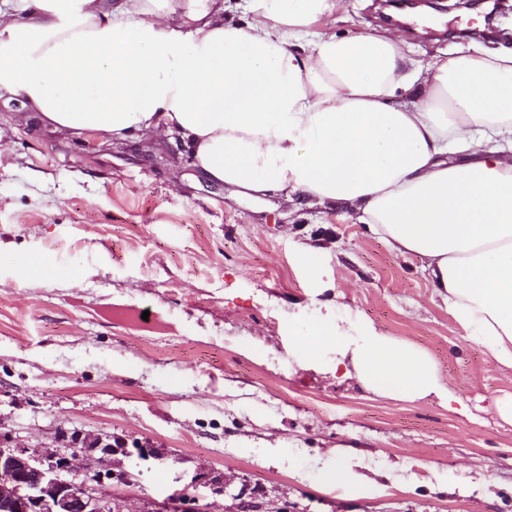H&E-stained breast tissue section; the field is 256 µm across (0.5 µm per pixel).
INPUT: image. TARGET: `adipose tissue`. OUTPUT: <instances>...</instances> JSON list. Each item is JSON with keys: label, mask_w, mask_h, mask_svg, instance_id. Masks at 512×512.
<instances>
[{"label": "adipose tissue", "mask_w": 512, "mask_h": 512, "mask_svg": "<svg viewBox=\"0 0 512 512\" xmlns=\"http://www.w3.org/2000/svg\"><path fill=\"white\" fill-rule=\"evenodd\" d=\"M343 0H0V95L55 129L178 137L224 196H300L399 255L512 367V53L412 57L321 27ZM381 397L458 398L423 352L348 318L300 361Z\"/></svg>", "instance_id": "1"}]
</instances>
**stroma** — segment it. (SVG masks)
I'll return each mask as SVG.
<instances>
[{"instance_id":"stroma-1","label":"stroma","mask_w":512,"mask_h":512,"mask_svg":"<svg viewBox=\"0 0 512 512\" xmlns=\"http://www.w3.org/2000/svg\"><path fill=\"white\" fill-rule=\"evenodd\" d=\"M344 0L339 34L383 27ZM413 57L488 51L405 32ZM318 246L303 265L300 244ZM420 262L300 197L228 201L169 136L116 144L34 123L0 97V432L79 428L165 449L131 457L129 512L177 475L223 473L265 512H512V369L433 299ZM350 317L425 352L467 406L388 399L299 364L293 342ZM345 468L356 490L328 484Z\"/></svg>"}]
</instances>
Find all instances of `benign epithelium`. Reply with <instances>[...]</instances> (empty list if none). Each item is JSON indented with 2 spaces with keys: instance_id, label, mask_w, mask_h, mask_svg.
Instances as JSON below:
<instances>
[{
  "instance_id": "benign-epithelium-1",
  "label": "benign epithelium",
  "mask_w": 512,
  "mask_h": 512,
  "mask_svg": "<svg viewBox=\"0 0 512 512\" xmlns=\"http://www.w3.org/2000/svg\"><path fill=\"white\" fill-rule=\"evenodd\" d=\"M63 447L53 451L13 447L0 435V512H127L125 502L112 487L131 485L134 475L116 464V456L132 455L125 442L108 434H92L78 428L58 432ZM143 461L168 463L169 454L160 448H136ZM228 497L225 512H262L255 492L242 485L228 490L221 473L193 475L168 499L148 501L141 512H211L200 488Z\"/></svg>"
}]
</instances>
